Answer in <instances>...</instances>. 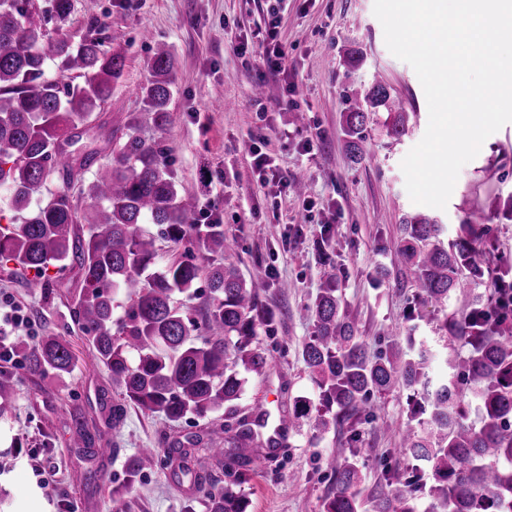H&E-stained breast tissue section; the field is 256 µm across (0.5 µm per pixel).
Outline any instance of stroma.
Instances as JSON below:
<instances>
[{
    "label": "stroma",
    "mask_w": 512,
    "mask_h": 512,
    "mask_svg": "<svg viewBox=\"0 0 512 512\" xmlns=\"http://www.w3.org/2000/svg\"><path fill=\"white\" fill-rule=\"evenodd\" d=\"M65 28L112 36L126 57L111 97L95 113L94 124L105 135L122 133L134 121L143 137L153 138L140 90L156 46L173 53L165 146L178 192L198 211L220 214L236 242L228 258L256 283L269 318L258 341L275 362L265 376L249 379L242 412L262 401L278 417L297 397L315 398L301 347L311 332L306 308L328 269L337 273L342 300L356 313L370 355L404 352L411 335L436 342L433 327L445 314L415 299L409 273L390 250L403 214L436 219L452 240L469 212L492 208L482 247L489 275L512 271V122L463 166L446 209L413 203L401 161L425 134L428 106L413 68L388 50L373 0H72ZM269 28L288 53L287 73L257 72L256 34ZM352 49L363 53L354 68L346 63ZM375 79L404 100L409 131L396 140L381 124L369 125L366 156L356 162L345 150L342 114L352 93ZM298 113L303 123H295ZM254 145L289 176L305 175V194L261 184L252 168ZM49 274L59 284L51 300L29 287L14 263H0V292L23 306L32 324L15 337L18 348L66 331L78 358L62 378L10 364L17 392L0 415V512H67L72 505L79 512H108V489L125 482L130 458L161 447L162 435H192L209 421L190 415L167 428L158 416L132 408L113 425L116 392L71 322L69 292L78 274L69 267ZM78 411L96 425L111 459L89 461L73 448L72 415ZM406 413L407 395L397 391L374 397L357 422L363 498L398 461ZM336 446L334 433H320L312 420L291 433L286 447L245 485L250 512H322L335 487L326 460ZM38 464L54 474L50 489L37 485ZM97 468L103 481L88 483L86 472ZM185 496L156 463L143 469L128 494L133 512H182Z\"/></svg>",
    "instance_id": "obj_1"
}]
</instances>
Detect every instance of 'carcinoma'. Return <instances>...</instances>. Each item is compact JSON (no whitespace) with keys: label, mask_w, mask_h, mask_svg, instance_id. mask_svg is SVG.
<instances>
[{"label":"carcinoma","mask_w":512,"mask_h":512,"mask_svg":"<svg viewBox=\"0 0 512 512\" xmlns=\"http://www.w3.org/2000/svg\"><path fill=\"white\" fill-rule=\"evenodd\" d=\"M69 10L70 0H0V187L10 190V209L18 213L0 224V260L39 273L34 287L47 299L57 288L46 275L49 267L63 263L77 270L72 319L120 395L112 419L129 406L169 425L189 414L206 418L224 411V423L205 434L130 458L127 485L109 492L111 512H129V486L160 457L175 482L204 494L208 512H247L241 488L255 474L257 449L283 447L260 438L264 411L239 415L248 376H263L273 364L257 341L265 323L257 288L227 261L224 225L198 223L195 205L179 196L162 139L148 141L131 124L106 140L110 162L89 181L84 175L97 149L80 151L74 170L72 147L91 131L89 119L110 98L125 57L90 31L77 40L50 35L47 26L62 22ZM50 62L79 81L61 85L47 78ZM173 69L169 49L158 48L142 89L143 111L161 134L171 122ZM382 109L388 134H406L404 102L377 80L343 113L353 159L364 156L367 123ZM74 181L87 200L80 212L66 190ZM44 191L29 210L33 196ZM490 220L483 211L471 212L463 229L477 239ZM148 223L159 226L157 234L142 230ZM443 231L427 215H404L393 242L399 266L428 305L445 309L461 301L434 327L443 347L422 346L404 358L369 356L333 269L310 307L313 330L301 357L317 400L296 398L282 423L292 430L313 417L322 432L347 429L338 457L329 460L336 486L324 512H363L354 422L372 394L400 390L408 391L401 452L415 464L386 470L370 512H419L421 499L427 500L425 512H512V284L498 278L489 294L477 292L485 283L483 261L465 238L444 243ZM160 239L177 252L153 272ZM202 278L209 296L197 320L175 296L194 298ZM22 356L28 373L40 376L70 374L76 362L62 334L42 337ZM75 424L77 447L98 454V433L84 420ZM211 460L224 479L214 476Z\"/></svg>","instance_id":"obj_1"}]
</instances>
